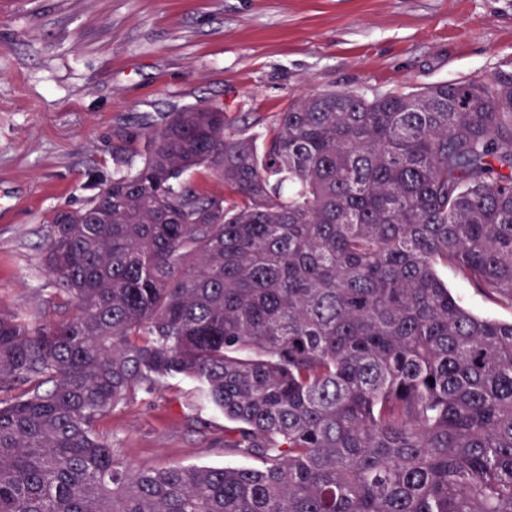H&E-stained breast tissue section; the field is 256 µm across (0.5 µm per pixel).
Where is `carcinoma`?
Segmentation results:
<instances>
[{
  "label": "carcinoma",
  "mask_w": 512,
  "mask_h": 512,
  "mask_svg": "<svg viewBox=\"0 0 512 512\" xmlns=\"http://www.w3.org/2000/svg\"><path fill=\"white\" fill-rule=\"evenodd\" d=\"M441 264L512 308L511 71L301 94L264 135L176 113L53 215L72 317L0 308V512H512V320ZM176 378L263 467L114 458L98 420ZM441 278L459 301L477 315L499 321L512 320V308L496 304L468 285L461 275L452 267L439 268Z\"/></svg>",
  "instance_id": "1"
}]
</instances>
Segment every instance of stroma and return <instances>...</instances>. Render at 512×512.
I'll return each mask as SVG.
<instances>
[{
  "instance_id": "1",
  "label": "stroma",
  "mask_w": 512,
  "mask_h": 512,
  "mask_svg": "<svg viewBox=\"0 0 512 512\" xmlns=\"http://www.w3.org/2000/svg\"><path fill=\"white\" fill-rule=\"evenodd\" d=\"M512 71V0H0V306L68 319L43 267L55 211L80 207L117 157L184 108L217 105L263 133L302 93L368 98ZM477 315L512 320L451 267ZM229 424L172 380L97 424L139 470L225 463Z\"/></svg>"
}]
</instances>
